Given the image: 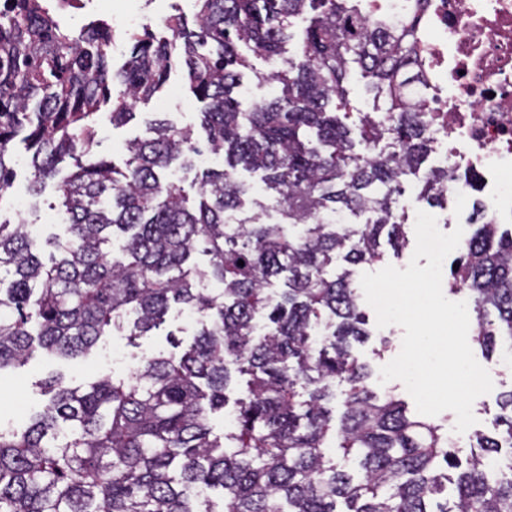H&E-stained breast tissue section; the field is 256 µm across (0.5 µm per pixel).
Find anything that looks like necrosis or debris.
<instances>
[{"label":"necrosis or debris","mask_w":512,"mask_h":512,"mask_svg":"<svg viewBox=\"0 0 512 512\" xmlns=\"http://www.w3.org/2000/svg\"><path fill=\"white\" fill-rule=\"evenodd\" d=\"M402 24L421 11L412 68L436 126L450 194L473 186L512 204V0H369Z\"/></svg>","instance_id":"obj_1"}]
</instances>
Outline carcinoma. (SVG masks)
<instances>
[{"label": "carcinoma", "mask_w": 512, "mask_h": 512, "mask_svg": "<svg viewBox=\"0 0 512 512\" xmlns=\"http://www.w3.org/2000/svg\"><path fill=\"white\" fill-rule=\"evenodd\" d=\"M195 2L193 27L178 14L159 38L147 27L126 34L130 58L116 72L106 21L75 30L38 0L0 6V203L21 132L33 192L65 159L75 167L59 185L67 236L46 241L48 256L33 225L0 219V372L37 350L86 356L128 322L143 335L173 303L201 316L187 351L144 357L127 382H44L43 411L20 431L0 430V512H212L191 491L218 488L222 512H512V390L504 433L479 443L450 506L448 426L380 397L353 352L368 337L356 268L383 259V237L396 254L407 246L395 195L435 144L419 76L407 72L418 16L395 28L363 0ZM308 11L298 59L271 75L281 94L241 111L240 48L280 55L292 19ZM175 68L204 105L200 131L155 119L150 136L127 144L124 166L96 159L100 105L124 126ZM353 69L373 111L350 126L331 105L347 100ZM205 150L224 154V168L200 173L192 203L165 172ZM239 168L261 173L285 224L258 213L225 223L244 205ZM451 179L430 169L421 193L437 201ZM346 213L368 219L338 223ZM199 250L204 266L190 263ZM455 265L448 291L473 305L472 341L512 350V227L478 225ZM235 376L245 381L235 427L212 439L208 416L224 409ZM341 385L337 420L329 403ZM336 428L355 476L325 453ZM503 437L507 472L492 480L484 460L500 457Z\"/></svg>", "instance_id": "cac0c4a2"}]
</instances>
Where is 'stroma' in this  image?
<instances>
[{
    "mask_svg": "<svg viewBox=\"0 0 512 512\" xmlns=\"http://www.w3.org/2000/svg\"><path fill=\"white\" fill-rule=\"evenodd\" d=\"M247 61L240 96L241 109L245 112L279 92V84L268 80L267 75L281 67L280 61L267 60L253 54L248 55ZM136 110V120L122 127L113 126L108 111H100L95 149L97 158L123 164L127 141L144 136L146 120L156 116L169 119L180 127L198 128L202 105L188 91L182 74L175 71L164 89L149 101L138 104ZM13 159V189L4 207L0 208V214L15 223L24 221L35 225L45 237L64 235L65 224L59 211L55 184H48L37 197L31 196L28 191L31 179L30 154L22 140H15L13 144ZM472 198V203L465 205L459 215L455 214V203L449 198L444 199L441 206L431 208L419 195L417 177H408L399 198V207L406 216L407 236H414L416 213L420 210L431 211L447 233L458 226L462 227L464 233H471L475 228L471 221L472 213L477 206L481 207L485 216L497 217L499 223H512V218L502 215L497 203L484 193H473ZM364 312L372 336L367 342L356 345L355 351L377 371L399 354L403 330L396 325L377 327L373 308L365 307ZM195 330V321L187 319L181 306L175 304L171 306L159 329L133 341L118 333H111L101 337L88 357L63 359L42 352L36 353L24 367L0 374V427H21L30 414L42 409L47 401L39 387L42 380L56 375L63 376L70 385L87 384L103 377L125 380L130 377L142 356L167 357L174 354L175 349L168 340L169 335H176L177 339L187 345L191 343ZM383 338L388 340L389 348L383 355H375L374 350ZM473 354L479 364L488 370L494 388L489 394L477 398L473 404L472 411L476 422L466 432L467 447L458 451L459 458L463 460L469 457V445L474 442L476 435L492 436L497 433L496 423L501 414L500 397L504 392L512 390V372L500 370L497 356L487 355L478 348L474 349Z\"/></svg>",
    "mask_w": 512,
    "mask_h": 512,
    "instance_id": "1",
    "label": "stroma"
}]
</instances>
